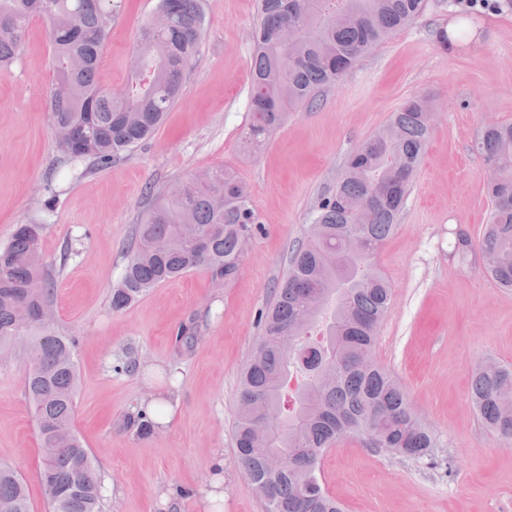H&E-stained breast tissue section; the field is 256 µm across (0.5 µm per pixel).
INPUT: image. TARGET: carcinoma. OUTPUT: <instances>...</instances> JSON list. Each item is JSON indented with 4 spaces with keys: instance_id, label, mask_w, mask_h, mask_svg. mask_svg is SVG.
I'll list each match as a JSON object with an SVG mask.
<instances>
[{
    "instance_id": "obj_1",
    "label": "carcinoma",
    "mask_w": 512,
    "mask_h": 512,
    "mask_svg": "<svg viewBox=\"0 0 512 512\" xmlns=\"http://www.w3.org/2000/svg\"><path fill=\"white\" fill-rule=\"evenodd\" d=\"M205 0H158L133 50L122 90L98 78L108 39L112 0H0V70L23 47L34 18L52 46L48 94L51 125L75 130L58 141L63 156L106 166L149 139L178 100L199 53ZM424 0H258L256 53L251 61V123L244 147L258 150L288 117L317 105L338 80L398 29L415 19ZM426 103L405 101L390 124L360 144L345 162L336 189L315 207L319 235L292 250L286 278L262 313V336L244 368L235 421V455L254 481L264 512H343L319 477L323 455L342 437L370 448L428 458L438 440L413 411L405 389L374 359L392 290L375 257L393 233L432 136ZM478 151L494 164L486 183L489 222L463 262L479 253L483 269L512 289V123L486 127ZM260 227L250 191L230 169L190 174L156 198L134 230V245L110 307L120 312L151 290L194 269L216 285L239 274L253 229ZM53 300L42 262L41 235L17 226L0 248V348L24 342L41 458L39 482L50 512H101V479L72 426L78 373L77 339L61 336L20 310L36 313ZM200 332L179 327L180 348ZM471 394L484 425L512 443V368L485 361L472 373ZM129 426L143 435L155 422L141 410ZM0 512H31L25 479L0 465Z\"/></svg>"
}]
</instances>
